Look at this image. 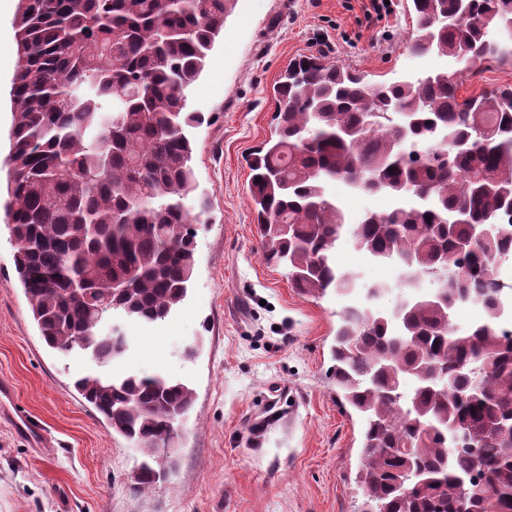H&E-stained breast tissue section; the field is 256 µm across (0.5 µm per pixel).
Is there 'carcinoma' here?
<instances>
[{"instance_id":"cac0c4a2","label":"carcinoma","mask_w":512,"mask_h":512,"mask_svg":"<svg viewBox=\"0 0 512 512\" xmlns=\"http://www.w3.org/2000/svg\"><path fill=\"white\" fill-rule=\"evenodd\" d=\"M236 2L19 5L5 214L48 347L108 365L128 336L100 333L107 312L158 326L186 298L197 230L185 205L195 191L185 128L204 122L187 91ZM410 2V52L464 67L388 83L317 57L293 64L275 89L274 133L251 160L250 203L265 259L288 267L306 295L357 286L331 263L346 230L333 182L394 199L355 225L360 250L439 280L436 306L404 300L386 316L377 286L359 313L339 314L333 374L365 418L361 512H512V333L499 327L493 278L512 251V87L458 97L462 76L512 62V44L489 41L482 24L512 25V0ZM482 224L491 231L478 239ZM172 225L182 229L174 241ZM131 268L133 285L112 297ZM75 283L86 297L69 292ZM468 301L487 318L460 332L451 315ZM75 387L148 458L151 445L178 438L194 403L192 388L159 374L85 375ZM157 483L144 462L130 490Z\"/></svg>"}]
</instances>
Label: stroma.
<instances>
[{"label":"stroma","instance_id":"obj_1","mask_svg":"<svg viewBox=\"0 0 512 512\" xmlns=\"http://www.w3.org/2000/svg\"><path fill=\"white\" fill-rule=\"evenodd\" d=\"M393 3V14L379 16L368 14L369 0H238L190 87V109L205 116L188 131L197 189L185 204L200 217L195 277L165 323L126 325L129 349L101 369L160 373L195 392L169 476L144 495L129 489L142 460L136 444L74 387L99 369L45 345L17 278L3 206L19 57L16 42L0 44V383L13 390L0 399V512H360L363 422L332 377L343 302L301 294L265 260L248 158L274 128L273 88L295 59L319 56L373 82L460 70L453 58L410 54L416 17L406 0ZM330 192L350 224L393 205L339 183ZM332 261L365 288L393 276L348 238ZM19 411L40 421L47 447L17 433Z\"/></svg>","mask_w":512,"mask_h":512}]
</instances>
